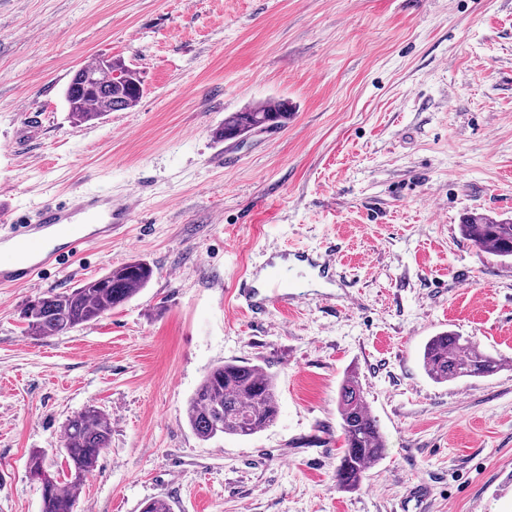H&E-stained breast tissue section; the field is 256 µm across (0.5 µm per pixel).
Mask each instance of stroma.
Listing matches in <instances>:
<instances>
[{
  "label": "stroma",
  "instance_id": "1",
  "mask_svg": "<svg viewBox=\"0 0 512 512\" xmlns=\"http://www.w3.org/2000/svg\"><path fill=\"white\" fill-rule=\"evenodd\" d=\"M98 57L136 69L131 109L75 125L64 90ZM283 98L280 129L223 140L224 115ZM77 190L131 202L110 244L0 288V512H41L85 406L111 441L75 512H512V260L464 215L512 216V0H0V211ZM328 253L287 307L234 289L272 251ZM126 305L33 336L26 303L132 259ZM452 330L501 357L438 384L424 344ZM266 361L276 423L201 441L184 418L214 366ZM356 373L386 453L336 486L337 394Z\"/></svg>",
  "mask_w": 512,
  "mask_h": 512
}]
</instances>
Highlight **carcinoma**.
Here are the masks:
<instances>
[{"label":"carcinoma","instance_id":"obj_1","mask_svg":"<svg viewBox=\"0 0 512 512\" xmlns=\"http://www.w3.org/2000/svg\"><path fill=\"white\" fill-rule=\"evenodd\" d=\"M112 71L119 77L106 87L86 81L80 73L72 75L65 100L73 123L99 120L109 112L127 110L138 103L143 93L140 74L120 61L112 62ZM291 116L286 100L259 103L228 113L219 136L227 141L278 129L288 124ZM460 228L475 246L512 258V218L478 214L467 217ZM152 277L149 263L133 259L71 289L50 292L29 302L22 319L33 336L64 335L124 305ZM422 366L431 380L448 383L492 375L502 368L503 360L484 353L469 339L445 331L424 345ZM337 407L346 448L336 468V486L351 491L359 486L368 468L382 459L386 445L355 375H347L340 385ZM278 414L275 375L261 364L238 360L210 369L185 408L188 425L203 441L220 435H254L273 425ZM111 435L110 418L96 406H87L68 419L63 440L68 474L63 481L49 472L43 451L29 453V471L41 482V512H74L84 479L96 468Z\"/></svg>","mask_w":512,"mask_h":512}]
</instances>
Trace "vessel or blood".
Returning <instances> with one entry per match:
<instances>
[{"label": "vessel or blood", "mask_w": 512, "mask_h": 512, "mask_svg": "<svg viewBox=\"0 0 512 512\" xmlns=\"http://www.w3.org/2000/svg\"><path fill=\"white\" fill-rule=\"evenodd\" d=\"M130 211L127 204L113 206L111 194L85 191L64 201L46 203L32 222L1 216L0 244H10L14 258L0 260V286L25 287L43 270L62 258L75 256L82 247L111 240L116 225L124 223ZM299 264L325 276L335 268L327 254L314 257L304 252H284L263 264L267 290H260L256 279L248 277L239 284L238 299L252 310L265 308L273 301L287 305L283 286L289 268Z\"/></svg>", "instance_id": "obj_1"}]
</instances>
